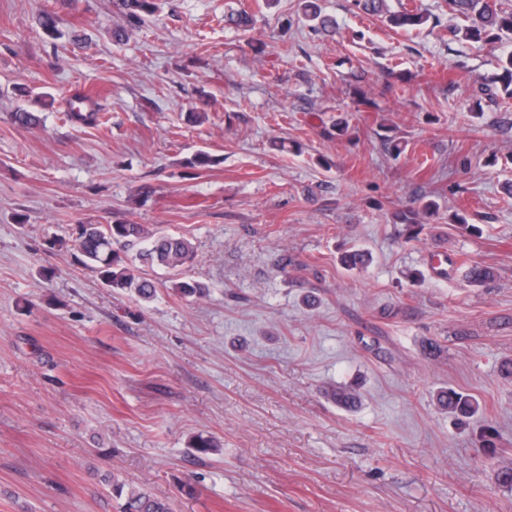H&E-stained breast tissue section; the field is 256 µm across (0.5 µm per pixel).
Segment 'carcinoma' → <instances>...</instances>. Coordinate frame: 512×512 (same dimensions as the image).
<instances>
[{
	"label": "carcinoma",
	"mask_w": 512,
	"mask_h": 512,
	"mask_svg": "<svg viewBox=\"0 0 512 512\" xmlns=\"http://www.w3.org/2000/svg\"><path fill=\"white\" fill-rule=\"evenodd\" d=\"M126 7L134 18L144 13H155L152 0H125ZM355 5L366 14L381 15L388 24L397 29H416L425 25L430 15L420 8L390 10L387 0H355ZM452 14L464 21V25L454 29L465 40L491 41L501 39V34L512 33V11L503 7L501 0H448ZM301 9L307 20L314 27L330 34L336 28V20L322 13L317 0H301ZM499 73L483 84L481 91L489 99L503 94L512 98V52L498 58ZM68 119L81 125L99 126L103 113L94 96L85 91H75L69 99ZM14 123L22 127H33L41 123L38 113L20 108L13 113ZM437 210V203L432 199L420 200L415 209H405L394 215L398 224L405 226V241L418 238L424 228V220ZM75 246L85 259V264L98 271L108 286L115 289H135L144 299H151L156 293L152 282L137 280L134 270L126 262V253L137 249L136 259L144 265L159 266L166 269L173 278V288L185 297L201 296L206 288L195 281L180 278L183 269L192 263L194 249L188 239L164 233L158 228L144 224H83L79 227ZM341 262L349 269L362 268L369 262V255L363 250L347 251ZM467 277L474 286H480L494 277L488 266L477 261L467 263ZM439 403L448 412L461 417H468L475 412L472 401L453 391H443ZM104 481L110 485L113 494L121 500L120 512H171L167 501L151 493L126 488V484L108 476Z\"/></svg>",
	"instance_id": "carcinoma-1"
}]
</instances>
